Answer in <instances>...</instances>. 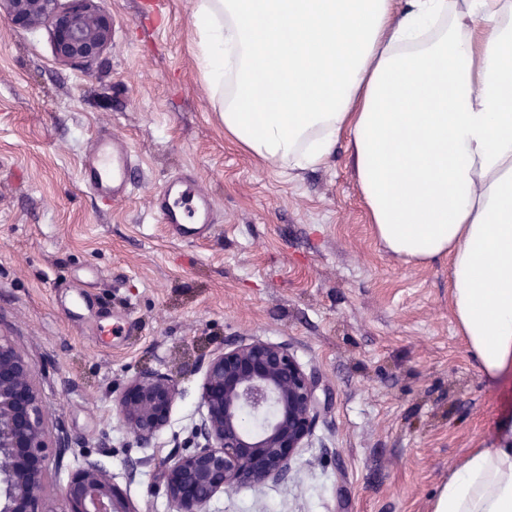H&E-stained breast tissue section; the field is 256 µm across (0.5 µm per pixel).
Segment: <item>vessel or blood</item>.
<instances>
[{
	"mask_svg": "<svg viewBox=\"0 0 512 512\" xmlns=\"http://www.w3.org/2000/svg\"><path fill=\"white\" fill-rule=\"evenodd\" d=\"M80 178L92 195L119 201L131 195L140 170L127 142L102 128L92 136L82 158ZM153 206L162 223L186 240L200 238L214 222L212 199L191 179L167 181Z\"/></svg>",
	"mask_w": 512,
	"mask_h": 512,
	"instance_id": "1",
	"label": "vessel or blood"
}]
</instances>
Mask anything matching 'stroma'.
Masks as SVG:
<instances>
[{"label": "stroma", "mask_w": 512, "mask_h": 512, "mask_svg": "<svg viewBox=\"0 0 512 512\" xmlns=\"http://www.w3.org/2000/svg\"><path fill=\"white\" fill-rule=\"evenodd\" d=\"M193 2L155 14L105 0L112 42L88 65L60 62L48 27L0 9V334L137 512H168L159 464L199 415V364L242 337L288 343L330 404L286 482L217 496L209 512H432L449 463L496 444L512 418V375L480 373L452 321L447 263H407L376 241L347 141L291 176L225 139ZM100 128L144 175L126 200L80 183ZM175 176L214 199L204 239L176 238L152 209ZM145 367L179 390L151 448L131 444L116 408Z\"/></svg>", "instance_id": "35a3bbf8"}]
</instances>
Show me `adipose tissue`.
I'll return each mask as SVG.
<instances>
[{"label": "adipose tissue", "instance_id": "ef3b65f1", "mask_svg": "<svg viewBox=\"0 0 512 512\" xmlns=\"http://www.w3.org/2000/svg\"><path fill=\"white\" fill-rule=\"evenodd\" d=\"M224 136L290 171L347 140L384 248L448 261L479 370H512V0H194ZM452 466L432 512H512V423Z\"/></svg>", "mask_w": 512, "mask_h": 512}]
</instances>
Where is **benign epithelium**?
Wrapping results in <instances>:
<instances>
[{"label":"benign epithelium","instance_id":"obj_1","mask_svg":"<svg viewBox=\"0 0 512 512\" xmlns=\"http://www.w3.org/2000/svg\"><path fill=\"white\" fill-rule=\"evenodd\" d=\"M102 0H0L14 25L48 23L55 56L88 64L112 40ZM204 412L189 429L190 449L169 456L160 478L172 512H207L219 493L287 479L327 400L319 379L288 344L241 339L203 363ZM178 396L174 379L144 368L118 398L127 435L148 448L168 425ZM45 404L30 361L0 335V512H137L104 466L78 455L65 429L49 434ZM69 470L57 488L49 468Z\"/></svg>","mask_w":512,"mask_h":512}]
</instances>
